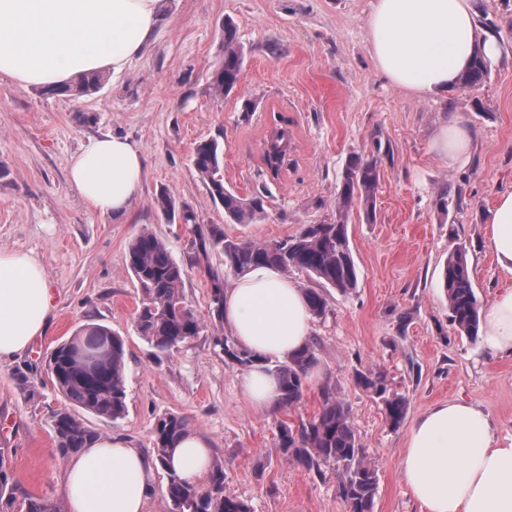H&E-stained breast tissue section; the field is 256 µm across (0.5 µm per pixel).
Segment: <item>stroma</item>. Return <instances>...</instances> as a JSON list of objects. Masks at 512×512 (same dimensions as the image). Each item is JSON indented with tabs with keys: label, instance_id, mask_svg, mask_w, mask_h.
Here are the masks:
<instances>
[{
	"label": "stroma",
	"instance_id": "stroma-1",
	"mask_svg": "<svg viewBox=\"0 0 512 512\" xmlns=\"http://www.w3.org/2000/svg\"><path fill=\"white\" fill-rule=\"evenodd\" d=\"M371 8L372 0H180L144 55L92 94L74 98L0 77V250L38 257L53 294L44 335L22 357L0 364V450L22 489L63 500L59 480L68 462L56 450L51 416L65 400L47 364L86 324L107 326L126 342L127 413L112 421L83 412L80 420L149 455L156 420L184 416L222 465L225 493L251 512H345L333 470L290 463L275 444L278 421L312 417L326 384L348 405L378 471L374 512H421L399 460L410 424L438 403L479 406L500 446H512V356H490L460 336L442 287L444 266L460 245L482 304L512 286L489 247L487 222L496 196L512 191V0H476L478 29L495 30L503 55L491 60L479 87L446 100L406 93L376 70L366 33ZM227 19L244 62L239 86L220 95L211 73ZM456 111L475 142L470 160L451 167L432 141ZM277 113L292 122L295 150L274 179L263 171L261 150ZM104 134L129 138L146 158L143 194L126 222L90 209L67 180L71 156ZM209 139L224 147L225 186L243 197L265 195L255 223L230 222L196 173L193 150ZM375 153L376 218L369 223L356 213L348 226L357 286L344 294L290 273L327 301L309 338L319 362L297 405L255 410L239 391V367L212 347L209 280L193 264V235L167 223L156 198L167 192L197 223L221 225L227 237L281 240L330 219L351 156ZM444 191L453 200L446 211L439 205ZM146 230L165 240L183 267L184 297L202 323L190 342L158 359L136 332L141 294L127 267L130 242ZM371 368L407 399L399 428L354 381L355 371ZM20 371L35 395L19 386Z\"/></svg>",
	"mask_w": 512,
	"mask_h": 512
}]
</instances>
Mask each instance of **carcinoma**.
I'll use <instances>...</instances> for the list:
<instances>
[{
	"mask_svg": "<svg viewBox=\"0 0 512 512\" xmlns=\"http://www.w3.org/2000/svg\"><path fill=\"white\" fill-rule=\"evenodd\" d=\"M224 52L212 74L211 86L218 94L231 92L239 83L243 67V49L237 28L224 21ZM489 60L474 55L471 66L460 76L462 87L474 89L487 75ZM104 80L101 72L81 77L72 84L57 89L72 97L89 95ZM295 150V139L288 123L275 125L265 139L262 162L265 168L279 175L288 167ZM193 166L211 198L219 202L225 215L236 224H251L264 213V199L249 198L224 186L223 147L218 140L199 143L193 154ZM380 173L378 159L356 155L351 157L336 194L333 217L318 224H305L301 230L283 240L284 246L270 242L238 241L224 235L218 225L202 227L185 204L176 203L163 192L157 197L158 208L169 220L179 219L191 226L195 234V264L204 265L210 281L209 308L217 313L213 320V347L243 369L256 358L240 348L230 336L224 335L222 306L224 303V273L209 264L213 249L224 254V266L243 273L260 265L276 266L284 272L300 271L323 281L343 294L356 288L357 273L349 247L350 214L358 208L366 220L374 221ZM128 265L141 290V304L136 310L135 325L139 336L157 354H169L189 342L200 331V321L190 306L177 307L182 296L183 268L174 260L166 242L151 232H143L130 244ZM443 287L448 300L449 320L459 333L476 340L479 329L480 301L470 279L466 248L459 247L448 258L443 273ZM310 310L315 317L326 312L325 297L314 289L305 291ZM56 377L52 383L66 404L53 415V431L58 453L65 458L88 447L97 435L75 417L81 409L98 417L116 420L126 412L125 367L126 351L122 337L111 329L95 324L82 326L69 340L54 351ZM317 363L316 348L306 345L285 362L272 365L281 383L279 402L284 408L298 404L304 394L307 374ZM358 387L381 401L389 425L398 427L406 414L407 399L392 391L387 377L372 369L356 372ZM185 417L166 413L153 428V453L162 470L166 471L164 493L165 512H250L243 501L224 494V469L212 466L207 483L191 485L168 470L167 459L176 443L188 433ZM276 447L291 463L308 469L321 466L336 471V494L346 512H374L378 477L353 427L350 410L336 389L321 390L318 412L299 424L281 421L277 425ZM0 512H63L62 507L48 497L19 491L4 468L0 451Z\"/></svg>",
	"mask_w": 512,
	"mask_h": 512,
	"instance_id": "obj_1",
	"label": "carcinoma"
}]
</instances>
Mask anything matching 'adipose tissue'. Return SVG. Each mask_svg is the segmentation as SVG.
Returning a JSON list of instances; mask_svg holds the SVG:
<instances>
[{
  "label": "adipose tissue",
  "instance_id": "adipose-tissue-1",
  "mask_svg": "<svg viewBox=\"0 0 512 512\" xmlns=\"http://www.w3.org/2000/svg\"><path fill=\"white\" fill-rule=\"evenodd\" d=\"M176 0H0V76L20 86L56 87L104 70L118 74L150 43ZM367 39L375 67L418 96H448L475 49L489 57L493 36L477 33L474 0H373ZM472 131L463 115L442 127L434 149L448 165L468 160ZM146 159L128 138L91 139L69 162L71 187L91 208L125 220L143 189ZM490 247L512 274V191L489 214ZM52 295L42 263L29 252L0 251V363L22 356L43 335ZM312 315L303 292L272 267H255L224 293V325L261 361L238 378L254 409L275 406L281 390L264 360H287L307 344ZM481 344L512 355V287L481 313ZM208 440L190 433L169 460L180 478L199 483ZM155 462L124 437L96 440L61 476L68 512H144ZM404 483L422 512H512V447H499L487 415L461 401L440 403L408 429Z\"/></svg>",
  "mask_w": 512,
  "mask_h": 512
}]
</instances>
